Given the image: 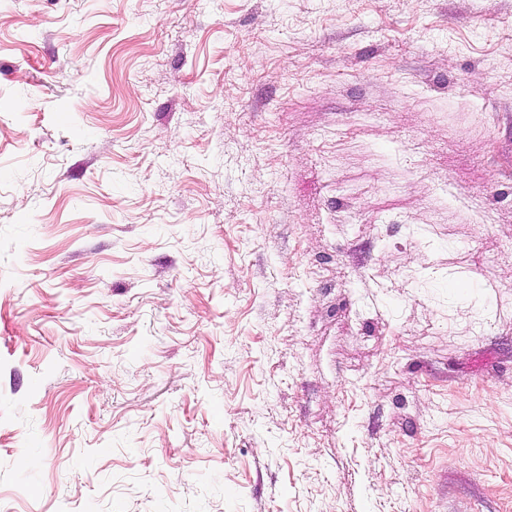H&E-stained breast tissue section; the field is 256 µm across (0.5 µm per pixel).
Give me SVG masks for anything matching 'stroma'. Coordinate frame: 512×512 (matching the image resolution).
<instances>
[{"label":"stroma","instance_id":"35a3bbf8","mask_svg":"<svg viewBox=\"0 0 512 512\" xmlns=\"http://www.w3.org/2000/svg\"><path fill=\"white\" fill-rule=\"evenodd\" d=\"M0 512H512V0H0Z\"/></svg>","mask_w":512,"mask_h":512}]
</instances>
